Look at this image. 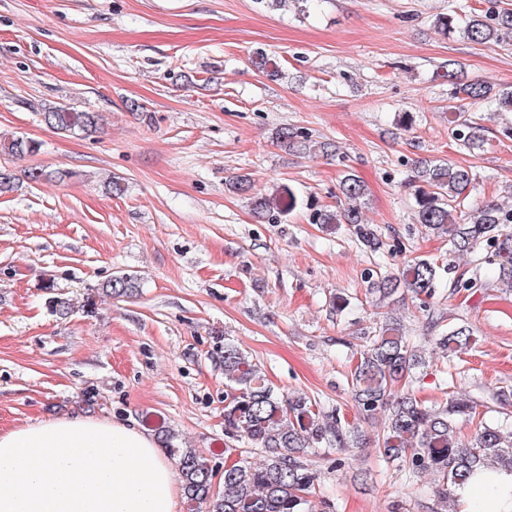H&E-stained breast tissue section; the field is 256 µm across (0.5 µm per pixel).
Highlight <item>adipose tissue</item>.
<instances>
[{
    "mask_svg": "<svg viewBox=\"0 0 512 512\" xmlns=\"http://www.w3.org/2000/svg\"><path fill=\"white\" fill-rule=\"evenodd\" d=\"M171 462L148 432L84 414L0 431V512H176ZM461 512H512V474L482 473Z\"/></svg>",
    "mask_w": 512,
    "mask_h": 512,
    "instance_id": "obj_1",
    "label": "adipose tissue"
}]
</instances>
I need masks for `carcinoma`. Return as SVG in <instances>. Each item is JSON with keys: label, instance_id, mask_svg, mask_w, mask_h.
<instances>
[{"label": "carcinoma", "instance_id": "cac0c4a2", "mask_svg": "<svg viewBox=\"0 0 512 512\" xmlns=\"http://www.w3.org/2000/svg\"><path fill=\"white\" fill-rule=\"evenodd\" d=\"M481 9L463 5L452 15L437 19L443 33L459 30L477 44H499L512 39V8L501 0H483ZM448 82L455 86L453 98L463 101L448 120V134L469 150L484 146L483 126L469 113L468 106L485 104L499 111L512 112V88L495 91L490 85L463 80L458 64L448 61ZM40 121L57 131L91 135L99 129L96 112L73 106H44ZM277 141L298 153L320 151L335 155L330 142H315L305 133L282 127ZM39 150L34 140L0 135V153L23 157ZM68 171H48L34 167L27 171L31 182L62 180ZM474 180L471 170L444 161L414 165L404 184L413 188L417 223L438 236L448 237V255L472 257L475 269L491 266L497 272V285L512 291V210L493 202L471 203L468 186ZM342 195L354 205L339 211L321 210L315 224H349L366 247L379 249L375 231L364 223L355 201L366 194L359 177L348 174L341 181ZM453 291L481 288L476 278L458 274L454 260L439 264L416 257L402 268L368 274L370 290L385 300L404 291L431 308V299L443 279ZM138 279L131 275L113 277L104 292L115 298H131L138 293ZM442 318L432 322L439 329L437 348L448 353L467 350L475 344L472 326L450 323L440 327ZM224 435L258 448L262 459L224 463L222 475L194 448L175 445L177 436L159 432L163 447L175 460L187 512H314L311 497L316 493L317 475L303 461L305 449L324 441L345 444L346 431L339 415H321L304 394H284L266 378L262 369L230 340L224 341ZM424 360L417 346L391 323L376 327L351 371L355 400L367 415L384 412L385 422L379 454L388 465L405 471L412 482L432 475L436 492L446 500L457 498V491L480 470L496 469L512 473V425L488 423L481 419L482 401L469 393L452 392L447 402L429 406L417 399L412 389L414 370ZM478 420L474 435L459 436V421Z\"/></svg>", "mask_w": 512, "mask_h": 512}]
</instances>
